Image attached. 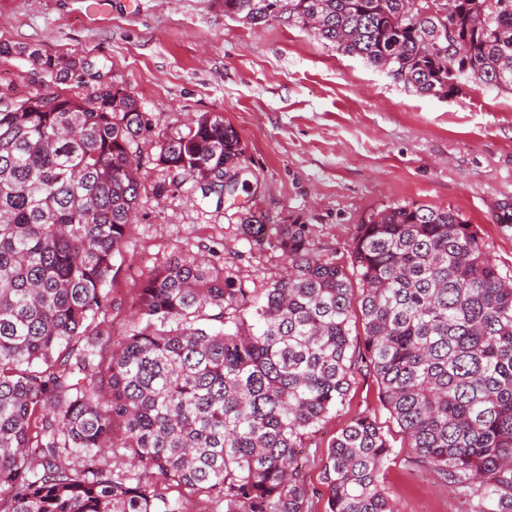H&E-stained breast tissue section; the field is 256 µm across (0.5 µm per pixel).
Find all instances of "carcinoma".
<instances>
[{"label":"carcinoma","instance_id":"1","mask_svg":"<svg viewBox=\"0 0 512 512\" xmlns=\"http://www.w3.org/2000/svg\"><path fill=\"white\" fill-rule=\"evenodd\" d=\"M448 0H224L250 25L287 17L414 91L459 94ZM463 77L512 92V0H455ZM28 58L62 79L75 57ZM152 123L126 88L0 107V512H396L382 482L392 445L354 418L320 459L299 449L346 401L355 373L418 464L465 512H512V278L454 210L389 207L358 226L350 260L304 224L244 220L246 240L288 256L263 289L219 251L175 256L139 288L112 336V267L132 223ZM155 164L207 198L235 190L243 149L216 113L163 133ZM359 312L363 352L354 356ZM112 349L109 357L103 351Z\"/></svg>","mask_w":512,"mask_h":512}]
</instances>
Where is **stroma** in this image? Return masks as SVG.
Returning a JSON list of instances; mask_svg holds the SVG:
<instances>
[{
	"label": "stroma",
	"mask_w": 512,
	"mask_h": 512,
	"mask_svg": "<svg viewBox=\"0 0 512 512\" xmlns=\"http://www.w3.org/2000/svg\"><path fill=\"white\" fill-rule=\"evenodd\" d=\"M0 101L87 95L124 86L153 124L138 142L146 179L135 217L113 262L114 336L134 319L141 284L201 243L224 245V265L247 288L288 270L277 249L250 248L244 219L304 224L321 254L346 261L358 225L387 207L454 209L489 256L512 276V93L464 83L461 95L422 96L384 70L338 52L288 19L251 26L225 16L224 0H0ZM85 61L56 80L20 48ZM223 115L245 155L243 185L223 203L182 190L156 195L157 136L185 129L201 113ZM391 435L384 481L399 512H460L454 487L417 465L382 407L372 378L355 374L345 405L307 441L325 452L359 414Z\"/></svg>",
	"instance_id": "stroma-1"
}]
</instances>
